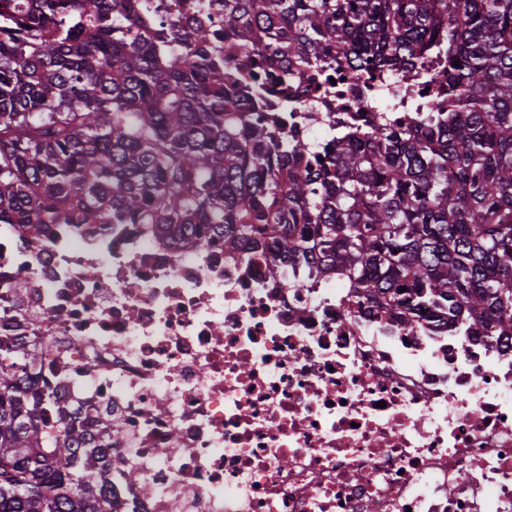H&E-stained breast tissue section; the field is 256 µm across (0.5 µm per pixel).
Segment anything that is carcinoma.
<instances>
[{
    "label": "carcinoma",
    "instance_id": "carcinoma-1",
    "mask_svg": "<svg viewBox=\"0 0 512 512\" xmlns=\"http://www.w3.org/2000/svg\"><path fill=\"white\" fill-rule=\"evenodd\" d=\"M224 32L148 0H14L0 13V224H143L305 262L383 312L512 337V0H221ZM370 77L448 59L428 125L322 147L277 133L288 68ZM459 65H454V62ZM406 291H400V288ZM25 288L0 282V313ZM38 355L0 335V512H113L101 449Z\"/></svg>",
    "mask_w": 512,
    "mask_h": 512
}]
</instances>
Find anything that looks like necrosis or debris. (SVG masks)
<instances>
[{
	"label": "necrosis or debris",
	"mask_w": 512,
	"mask_h": 512,
	"mask_svg": "<svg viewBox=\"0 0 512 512\" xmlns=\"http://www.w3.org/2000/svg\"><path fill=\"white\" fill-rule=\"evenodd\" d=\"M289 74L288 136L412 125L409 73L367 86ZM0 277L26 288L6 335L41 359L56 424L76 408L115 512H512V339L441 335L369 311L305 265L275 278L223 248L136 224L0 225Z\"/></svg>",
	"instance_id": "obj_1"
}]
</instances>
